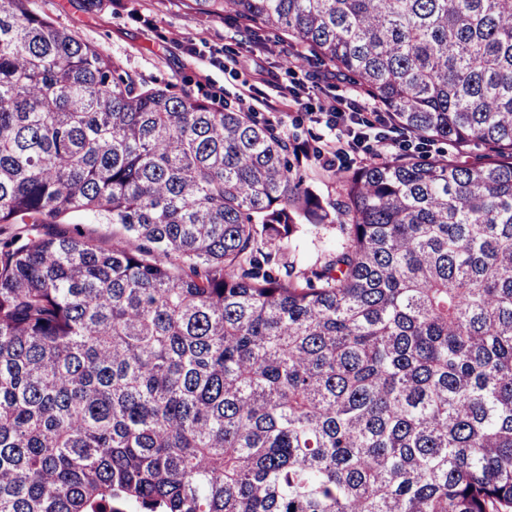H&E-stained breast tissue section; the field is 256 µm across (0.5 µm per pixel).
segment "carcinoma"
Returning a JSON list of instances; mask_svg holds the SVG:
<instances>
[{"label":"carcinoma","instance_id":"obj_1","mask_svg":"<svg viewBox=\"0 0 512 512\" xmlns=\"http://www.w3.org/2000/svg\"><path fill=\"white\" fill-rule=\"evenodd\" d=\"M27 2L0 0V512H512V0H191L416 142L335 169L331 211L293 175L317 149ZM320 241L316 240L315 244L311 242V237L305 238L301 243V253L298 259L302 265H311L319 258L324 251H327L335 242L336 234L334 230L319 231Z\"/></svg>","mask_w":512,"mask_h":512}]
</instances>
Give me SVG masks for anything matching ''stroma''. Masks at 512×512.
Returning a JSON list of instances; mask_svg holds the SVG:
<instances>
[{
  "mask_svg": "<svg viewBox=\"0 0 512 512\" xmlns=\"http://www.w3.org/2000/svg\"><path fill=\"white\" fill-rule=\"evenodd\" d=\"M29 9L78 35L148 87L171 86L257 113L292 143L327 149L335 117L323 104L351 84L325 63L296 64L275 31L252 36L235 23L188 8L187 0H29Z\"/></svg>",
  "mask_w": 512,
  "mask_h": 512,
  "instance_id": "stroma-1",
  "label": "stroma"
}]
</instances>
